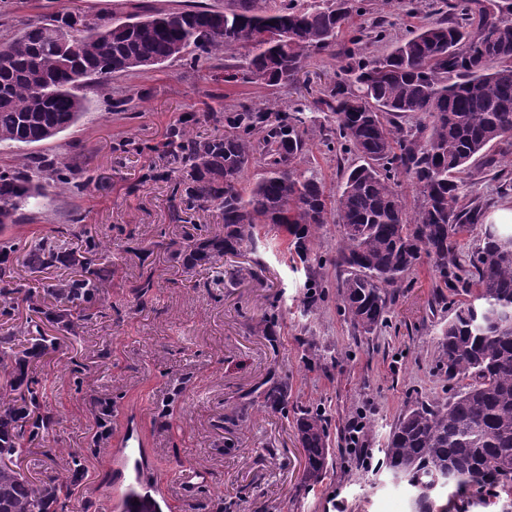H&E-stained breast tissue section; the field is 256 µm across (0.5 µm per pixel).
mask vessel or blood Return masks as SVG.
Segmentation results:
<instances>
[{"label": "vessel or blood", "mask_w": 512, "mask_h": 512, "mask_svg": "<svg viewBox=\"0 0 512 512\" xmlns=\"http://www.w3.org/2000/svg\"><path fill=\"white\" fill-rule=\"evenodd\" d=\"M126 441L113 452V460L130 486L103 498L99 512H171V499L161 486L155 470L139 449L138 417L126 421Z\"/></svg>", "instance_id": "b4317fda"}]
</instances>
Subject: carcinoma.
Instances as JSON below:
<instances>
[{"label": "carcinoma", "mask_w": 512, "mask_h": 512, "mask_svg": "<svg viewBox=\"0 0 512 512\" xmlns=\"http://www.w3.org/2000/svg\"><path fill=\"white\" fill-rule=\"evenodd\" d=\"M363 0H224L202 10L127 12L130 29L110 16L55 12L17 29L0 42V145L47 141L88 111L85 94L107 95L112 75L180 60L243 51L247 71L268 87L293 81L313 54L327 52ZM447 17L424 23L384 56L360 55L351 39L337 80L321 97L288 112L240 105L213 116L224 130L193 134V117L171 127L164 152L178 164L172 218L181 206L215 204L223 224L174 239L166 250L183 267L212 265L240 256L255 244L256 229L273 224L288 233V253L308 273L306 306L314 308L326 283L325 260L314 250L321 228L341 234L332 263L346 271L339 307L359 331L384 321L404 276L421 255L433 263L444 287L470 299L459 304L438 341L439 371L452 388L444 400L423 401L402 413L387 438L378 467L418 489L430 512L438 496L486 485L512 492V227L483 223L482 204H461V175L500 173L486 150L512 137V0H440ZM292 33L280 44L273 31ZM66 34L71 54L56 39ZM329 123L328 144L361 163L343 170L336 190L319 172L300 168L307 152L310 114ZM262 168L246 180L251 162ZM416 188L410 208L403 180ZM52 181L71 194L82 181L72 166L46 156L23 167L0 168V230L19 223L23 210L44 196ZM480 228L481 246L462 264L459 240ZM106 250L90 238L84 249L60 246L44 235L30 242L0 240V316L17 302L45 319L0 333V512H65L69 482L81 466L70 454L56 474L27 476L32 448L55 423L46 379L35 367L56 352L66 332L95 315L112 282V269L95 263ZM24 253L32 272L65 267L71 275L38 294L14 283L13 256ZM279 314L263 317L254 333L271 337ZM249 404L288 411V383L271 374L250 392ZM98 440L109 437L112 401H97ZM296 429L305 455L303 484L313 487L329 466L330 431L324 416L298 410Z\"/></svg>", "instance_id": "obj_1"}]
</instances>
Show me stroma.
<instances>
[{"mask_svg":"<svg viewBox=\"0 0 512 512\" xmlns=\"http://www.w3.org/2000/svg\"><path fill=\"white\" fill-rule=\"evenodd\" d=\"M48 3L77 15L123 8V0H0V12L22 24L40 18ZM415 4L411 14L398 0H368L366 11L352 15L338 36L334 54L312 56L296 83L225 82L221 57L194 69L172 61L114 75L108 96L88 91L89 111L40 145L0 146V166L51 154L90 178L77 196L48 188L10 237L28 241L51 232L67 248L84 246L89 237L108 245L112 286L106 301L82 322L77 339L38 369L40 376L60 379L50 398L57 423L23 464L27 475L43 478L54 472L47 451L63 448L80 457L82 478L66 512H93L95 496L116 484L110 450L122 441L132 411L140 414V434L168 485L173 512H410L409 486L359 461L347 427L363 417L374 453L407 407L448 397L436 360L439 331L458 297L444 295L430 262L420 259L405 275L387 324L361 333L339 309L334 267L324 269L330 283L324 299L307 311L305 269L290 259L284 230L273 226L260 230L255 251L215 267L185 269L160 238L183 240L195 225L222 223V213L210 205L172 221V185L149 174L168 167L158 147L182 117L194 115V133L204 138L215 132L211 113L242 104L288 110L305 89L333 84L351 37L365 35L364 53L382 55L439 7L438 0ZM380 24L386 39L372 41ZM119 100L125 103L120 110L114 107ZM308 138L305 166L337 185L345 160L328 150L319 127L310 128ZM149 269L155 286L140 305L132 289ZM274 305L283 316L271 342L251 327ZM104 348L110 354L102 359ZM74 360L85 365L78 385L68 372ZM272 372L288 381L289 410L318 407L329 422L333 466L314 489L302 484L304 455L294 419L247 404V394ZM100 398L112 401V432L98 443ZM237 410L242 421L224 424V416ZM189 469L207 478L187 492L178 477Z\"/></svg>","mask_w":512,"mask_h":512,"instance_id":"stroma-1","label":"stroma"}]
</instances>
